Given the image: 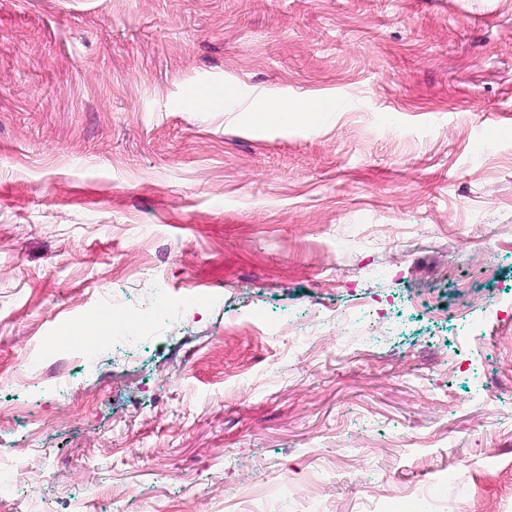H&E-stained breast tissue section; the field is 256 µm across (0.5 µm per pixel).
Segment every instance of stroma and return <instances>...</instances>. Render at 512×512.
I'll return each instance as SVG.
<instances>
[{"mask_svg": "<svg viewBox=\"0 0 512 512\" xmlns=\"http://www.w3.org/2000/svg\"><path fill=\"white\" fill-rule=\"evenodd\" d=\"M154 293L171 323L84 358ZM385 299L390 336L288 326ZM23 402L52 421L0 419L30 512H512V0H0ZM129 320L124 311L117 310L112 314V323H100V335L106 339H112L113 342L119 343L121 346L132 349L137 347L143 336H136L128 331Z\"/></svg>", "mask_w": 512, "mask_h": 512, "instance_id": "stroma-1", "label": "stroma"}]
</instances>
